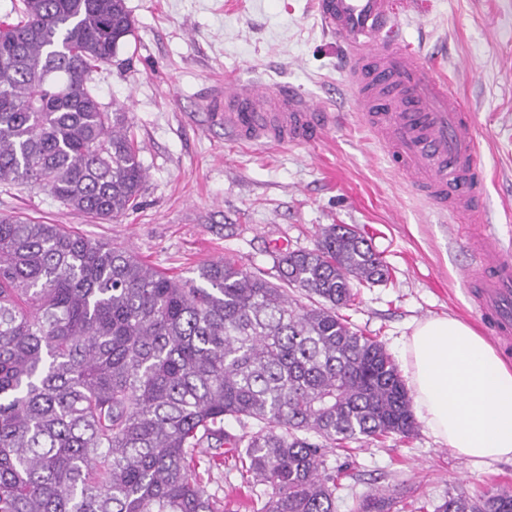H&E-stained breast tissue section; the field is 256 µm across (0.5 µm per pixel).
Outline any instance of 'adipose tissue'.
I'll use <instances>...</instances> for the list:
<instances>
[{
	"label": "adipose tissue",
	"mask_w": 512,
	"mask_h": 512,
	"mask_svg": "<svg viewBox=\"0 0 512 512\" xmlns=\"http://www.w3.org/2000/svg\"><path fill=\"white\" fill-rule=\"evenodd\" d=\"M402 351L429 432L472 463L512 461V363L453 317L415 323Z\"/></svg>",
	"instance_id": "obj_1"
}]
</instances>
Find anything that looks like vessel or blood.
I'll use <instances>...</instances> for the list:
<instances>
[{"label":"vessel or blood","instance_id":"b4317fda","mask_svg":"<svg viewBox=\"0 0 512 512\" xmlns=\"http://www.w3.org/2000/svg\"><path fill=\"white\" fill-rule=\"evenodd\" d=\"M314 11L348 48L346 83L394 166L441 210L480 223L484 179L473 115L446 76L400 48L394 0H314ZM221 113L225 134L245 144H309L336 123L329 106L290 87L234 77L224 80ZM476 257L481 315L499 336L512 337V255L487 240Z\"/></svg>","mask_w":512,"mask_h":512}]
</instances>
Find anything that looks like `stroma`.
I'll return each instance as SVG.
<instances>
[{"label":"stroma","mask_w":512,"mask_h":512,"mask_svg":"<svg viewBox=\"0 0 512 512\" xmlns=\"http://www.w3.org/2000/svg\"><path fill=\"white\" fill-rule=\"evenodd\" d=\"M133 20L90 85L124 107L146 172L139 208L103 222L36 190L0 184V215H23L131 249L166 273L193 278L231 258L275 274L285 250H310L322 227L348 224L389 268L386 282L355 286L343 314L401 363L414 323L448 315L489 336L471 304L468 269L482 237L512 248V0H418L402 17L403 48L422 53L473 111L487 221L442 212L389 162L356 110L345 47L324 34L312 0H125ZM284 84L330 105L336 124L310 145H240L212 122L208 99L225 77ZM338 512L384 490L392 512H433L448 494L512 489V461L475 465L426 427L363 442L348 455Z\"/></svg>","instance_id":"obj_1"}]
</instances>
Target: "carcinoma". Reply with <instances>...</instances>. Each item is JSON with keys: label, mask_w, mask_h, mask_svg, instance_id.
<instances>
[{"label": "carcinoma", "mask_w": 512, "mask_h": 512, "mask_svg": "<svg viewBox=\"0 0 512 512\" xmlns=\"http://www.w3.org/2000/svg\"><path fill=\"white\" fill-rule=\"evenodd\" d=\"M0 22V183L112 221L146 173L89 87L132 32L124 0H20ZM275 284L226 258L168 275L128 248L0 215V512H234L202 474L226 446L251 512H336L325 450L417 428L397 366L339 310L388 280L347 224L285 251ZM307 302H302V299ZM234 419L240 433L224 421ZM381 492L357 512H391ZM434 512H512L460 490Z\"/></svg>", "instance_id": "obj_1"}]
</instances>
